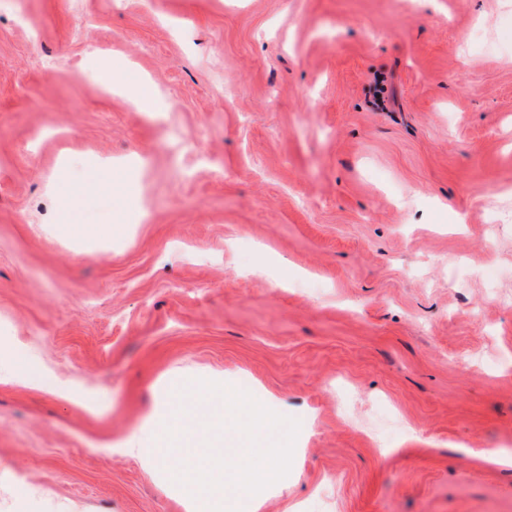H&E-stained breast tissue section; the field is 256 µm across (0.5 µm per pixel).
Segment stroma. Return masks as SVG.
<instances>
[{"mask_svg":"<svg viewBox=\"0 0 512 512\" xmlns=\"http://www.w3.org/2000/svg\"><path fill=\"white\" fill-rule=\"evenodd\" d=\"M0 354L88 396L0 382V512H182L176 379L302 421L263 512H512V0H0ZM92 75L105 88L127 92L136 109L146 116L153 118L160 112H165V101L147 80H141L129 90L124 84H118L119 75L112 60H99ZM61 228L66 235L77 239L110 238L124 230L121 224H62Z\"/></svg>","mask_w":512,"mask_h":512,"instance_id":"obj_1","label":"stroma"}]
</instances>
